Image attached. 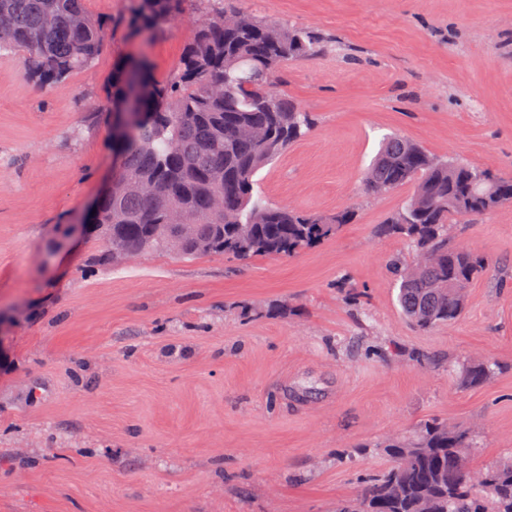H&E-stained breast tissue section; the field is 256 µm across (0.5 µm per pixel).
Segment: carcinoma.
Returning <instances> with one entry per match:
<instances>
[{
    "instance_id": "cac0c4a2",
    "label": "carcinoma",
    "mask_w": 512,
    "mask_h": 512,
    "mask_svg": "<svg viewBox=\"0 0 512 512\" xmlns=\"http://www.w3.org/2000/svg\"><path fill=\"white\" fill-rule=\"evenodd\" d=\"M87 0H0L11 18L0 31V53L22 51L38 84L92 68L105 51L98 34L120 28L147 32L182 14L187 0H133L129 12L95 17ZM315 37L260 19L229 3L202 14L173 75L157 81L148 59L117 58L96 108L108 118L133 113L113 150L122 161L124 190L94 213L111 258L166 251L182 257L222 254L240 261L290 258L335 237L353 221L351 210L330 215L289 209L254 194V176L307 135L312 118L275 91L288 62L311 54ZM155 182L150 200L140 185ZM405 206L377 233L404 239L410 261L396 258L397 305L417 329L459 320L471 285L488 260L458 244L448 226L512 204V177L493 176L420 145L391 136L363 175L370 195L405 185ZM217 191L224 210L211 208ZM498 369L494 360L466 361L462 385L479 387ZM479 435L466 424L432 416L377 445L388 465L364 482L336 512H512V459L475 470Z\"/></svg>"
}]
</instances>
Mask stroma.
Here are the masks:
<instances>
[{
	"instance_id": "35a3bbf8",
	"label": "stroma",
	"mask_w": 512,
	"mask_h": 512,
	"mask_svg": "<svg viewBox=\"0 0 512 512\" xmlns=\"http://www.w3.org/2000/svg\"><path fill=\"white\" fill-rule=\"evenodd\" d=\"M238 5L320 39L276 84L314 126L256 194L356 219L291 259L96 261L91 230L58 227L83 223L115 166L91 115L112 61L143 55L166 79L202 6L118 31L94 68L51 84L0 55V512H334L385 463L353 447L431 416L480 426L475 463L512 456V205L456 232L491 271L460 320L423 332L389 269L410 251L374 234L412 189L362 183L392 133L512 175V0ZM416 352L501 370L465 388Z\"/></svg>"
}]
</instances>
